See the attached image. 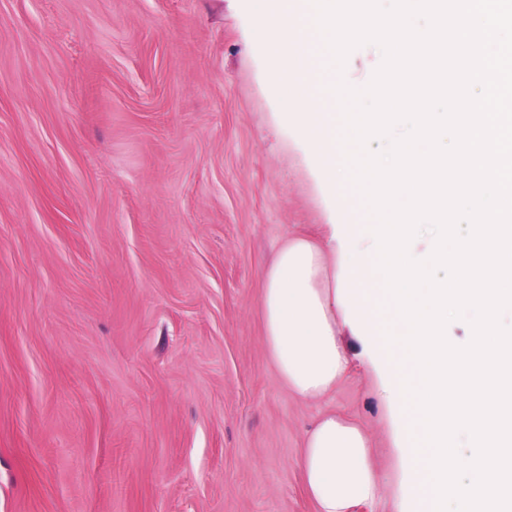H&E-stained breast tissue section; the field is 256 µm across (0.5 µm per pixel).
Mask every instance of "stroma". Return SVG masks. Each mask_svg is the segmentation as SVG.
<instances>
[{"label": "stroma", "mask_w": 512, "mask_h": 512, "mask_svg": "<svg viewBox=\"0 0 512 512\" xmlns=\"http://www.w3.org/2000/svg\"><path fill=\"white\" fill-rule=\"evenodd\" d=\"M244 0H0V512H315L262 291L329 236ZM327 406L409 490L360 337Z\"/></svg>", "instance_id": "stroma-1"}]
</instances>
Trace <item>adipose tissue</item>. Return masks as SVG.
Instances as JSON below:
<instances>
[{"instance_id":"adipose-tissue-1","label":"adipose tissue","mask_w":512,"mask_h":512,"mask_svg":"<svg viewBox=\"0 0 512 512\" xmlns=\"http://www.w3.org/2000/svg\"><path fill=\"white\" fill-rule=\"evenodd\" d=\"M264 18L265 48L276 63L274 83L288 103L287 118L309 149L322 190L331 203V241L337 270L329 272L323 250L307 239H288L272 259L262 294L265 347L280 383L292 394L322 401L335 388L346 364L337 319L363 336L371 362L384 373V391L399 407L400 373L388 364L380 325L368 296L382 286L371 272L375 249L370 234L350 219L343 192L346 172L337 165L331 140L336 134L326 96L319 93L320 58L327 51L309 24L315 11L302 0H247ZM316 512H355L377 505L385 481L368 458L362 430L335 414H323L304 438L297 461Z\"/></svg>"}]
</instances>
